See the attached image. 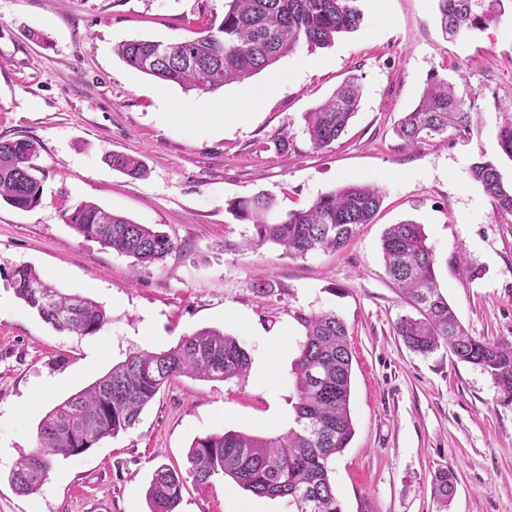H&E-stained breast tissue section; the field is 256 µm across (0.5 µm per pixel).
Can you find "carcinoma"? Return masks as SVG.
I'll list each match as a JSON object with an SVG mask.
<instances>
[{
    "mask_svg": "<svg viewBox=\"0 0 512 512\" xmlns=\"http://www.w3.org/2000/svg\"><path fill=\"white\" fill-rule=\"evenodd\" d=\"M358 0H228L217 32L164 44L132 40L117 47L130 67L163 82L198 94L243 81L274 65L298 46L324 48L336 35L358 29ZM441 27L457 36L482 29L504 14V0H437ZM360 88L348 79L335 93L306 113V132L313 145L326 148L341 137L357 113ZM475 94H459L436 74L427 81L417 106L405 113L396 135L407 147L448 140L470 132ZM499 147L512 159V109L503 111ZM38 148L30 140H0V201L19 210L37 207L42 180L33 164ZM112 166L141 178L142 159L110 155ZM471 178L492 198L499 214H512V184L504 182L497 165L481 160L470 168ZM383 201L381 190L348 182L318 197L308 208L291 211L272 222L275 199L265 193L235 200L229 210L253 225L255 245L281 246L289 256L317 250H339L369 224ZM78 235L133 259L148 268L175 249L165 233L127 217L80 202L64 213ZM389 278L415 311L400 317L394 332L406 347L422 355L442 345L460 361L488 373L500 402L512 405V345L478 339L462 327L440 292L434 257L423 225L414 221L391 224L382 237ZM18 297L58 331L79 336L99 332L107 322L100 305L67 295L41 279L28 265L14 269ZM305 341L294 362L295 426L273 437L226 431L198 438L188 453V475L199 485L223 474L258 497L284 498L291 512H342L331 479L330 465L351 441L350 411L352 350L346 323L333 312L300 314ZM249 355L234 337L203 329L161 352H133L82 391L53 407L38 426L37 448L11 472L10 482L21 494L37 492L56 457L84 453L101 439L133 426L143 410L172 378L189 376L226 381L243 375ZM184 486L183 474L167 465L157 467L148 489L150 512H176ZM435 493L448 502L455 491L453 473L439 469Z\"/></svg>",
    "mask_w": 512,
    "mask_h": 512,
    "instance_id": "obj_1",
    "label": "carcinoma"
}]
</instances>
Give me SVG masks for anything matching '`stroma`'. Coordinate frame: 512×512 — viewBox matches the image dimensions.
<instances>
[{
	"instance_id": "35a3bbf8",
	"label": "stroma",
	"mask_w": 512,
	"mask_h": 512,
	"mask_svg": "<svg viewBox=\"0 0 512 512\" xmlns=\"http://www.w3.org/2000/svg\"><path fill=\"white\" fill-rule=\"evenodd\" d=\"M363 20L325 48L297 47L243 81L198 95L129 67L115 52L136 39L176 43L219 26L226 0H0V139L37 144L40 205L0 202V512H149L154 470L187 469L195 439L227 430H288L299 314L332 311L349 329L355 433L331 478L342 512H512V405L491 376L447 348L421 355L394 332L410 308L381 254L388 225L422 224L443 295L464 328L512 344V215L472 180L479 159L512 182L498 135L512 107V8L484 29L447 38L437 0H360ZM45 35L43 43L30 32ZM476 95L471 135L410 149L394 129L430 75ZM357 77L359 110L329 147H314L305 114ZM254 100L246 118L242 102ZM218 104L223 128L173 127L171 106ZM287 151H279L280 139ZM112 153L140 157L146 178L114 170ZM354 180L381 187L383 204L339 251L290 257L254 247L231 201L267 192L274 218ZM88 201L165 232L174 250L137 273L132 260L76 234L65 208ZM32 266L62 292L89 298L108 321L96 334L55 330L20 300L11 272ZM478 269L469 278L463 266ZM267 277V291L254 288ZM213 328L250 356L227 381L178 377L131 428L58 458L40 489L17 493L10 474L35 450L58 403L135 351L160 352ZM276 352H268V345ZM455 476L449 505L433 476ZM177 512H289L217 475L186 481Z\"/></svg>"
}]
</instances>
